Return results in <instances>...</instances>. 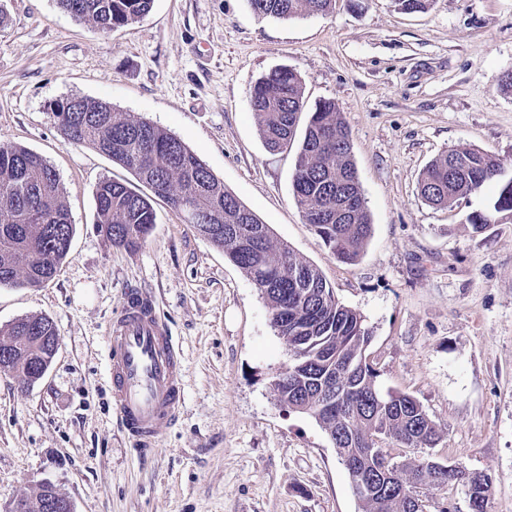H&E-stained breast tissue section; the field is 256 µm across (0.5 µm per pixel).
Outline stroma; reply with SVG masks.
Instances as JSON below:
<instances>
[{"label":"stroma","mask_w":512,"mask_h":512,"mask_svg":"<svg viewBox=\"0 0 512 512\" xmlns=\"http://www.w3.org/2000/svg\"><path fill=\"white\" fill-rule=\"evenodd\" d=\"M0 6V145L55 169L76 228L52 280L0 286V328L43 316L59 338L36 383L0 371V512L45 483L74 512H358L327 433L271 388L290 357L250 278L160 200L141 247L99 231L98 184L144 186L64 140L50 109L71 96L181 140L274 241L318 267L371 329L380 386L416 397L443 429L433 455L491 474L489 512H512V219L468 223L492 184L452 209L417 192L423 167L452 148L484 150L512 176V92L501 89L512 0H428L414 13L337 0L288 20L248 0H154L109 33L57 0ZM280 67L349 127L373 224L357 265L339 262L298 210L295 152L270 153L259 136L251 94ZM130 288L154 295L182 363L178 418L144 453L108 386L107 331Z\"/></svg>","instance_id":"1"}]
</instances>
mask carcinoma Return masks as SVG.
<instances>
[{
    "mask_svg": "<svg viewBox=\"0 0 512 512\" xmlns=\"http://www.w3.org/2000/svg\"><path fill=\"white\" fill-rule=\"evenodd\" d=\"M153 0H57L75 20L103 32L144 15ZM261 16L290 19L327 13L337 0H248ZM259 135L277 152L298 145L293 198L336 258L354 265L372 235V220L352 155L348 127L330 100L307 108L301 78L281 68L259 80L251 96ZM72 123L57 116L66 142L102 151L131 170L153 195L190 223L187 203L209 223L194 228L237 265L261 291L274 328L288 345L284 377L272 376L280 404L309 414L328 434L344 465L361 512H427L434 492L453 483L488 512L491 476L460 464L446 465L428 453L403 457L404 449L434 448L443 431L423 404L408 393L383 390L368 361L372 335L364 317L336 298L321 271L290 246L273 240L269 225L231 192L185 144L153 124L82 99ZM494 183L497 193L483 211L468 216L477 229L512 216V178L501 162L479 149H450L432 160L418 180L420 197L451 209ZM96 224L117 247H139L155 224L150 198L106 179L96 194ZM65 190L56 171L40 156L15 145L0 146V285L39 288L50 281L69 252L74 235ZM58 343L54 323L25 317L0 329V358L33 384L52 362ZM396 466V486L359 490L360 477L382 462Z\"/></svg>",
    "mask_w": 512,
    "mask_h": 512,
    "instance_id": "obj_1",
    "label": "carcinoma"
}]
</instances>
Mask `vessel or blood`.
<instances>
[{
    "instance_id": "obj_1",
    "label": "vessel or blood",
    "mask_w": 512,
    "mask_h": 512,
    "mask_svg": "<svg viewBox=\"0 0 512 512\" xmlns=\"http://www.w3.org/2000/svg\"><path fill=\"white\" fill-rule=\"evenodd\" d=\"M112 398L124 429L144 450L156 446L182 403L181 361L152 293L127 291L107 336Z\"/></svg>"
}]
</instances>
